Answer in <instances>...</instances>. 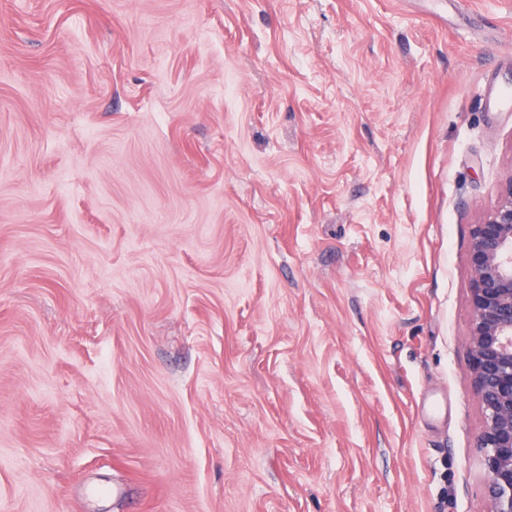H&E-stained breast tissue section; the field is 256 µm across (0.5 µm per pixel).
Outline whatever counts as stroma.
Here are the masks:
<instances>
[{"label": "stroma", "instance_id": "stroma-1", "mask_svg": "<svg viewBox=\"0 0 512 512\" xmlns=\"http://www.w3.org/2000/svg\"><path fill=\"white\" fill-rule=\"evenodd\" d=\"M495 82L512 0H0V512H489Z\"/></svg>", "mask_w": 512, "mask_h": 512}]
</instances>
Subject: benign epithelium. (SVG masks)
<instances>
[{"instance_id":"obj_1","label":"benign epithelium","mask_w":512,"mask_h":512,"mask_svg":"<svg viewBox=\"0 0 512 512\" xmlns=\"http://www.w3.org/2000/svg\"><path fill=\"white\" fill-rule=\"evenodd\" d=\"M472 375L484 428L477 437L490 512H512V178L488 219L474 227Z\"/></svg>"}]
</instances>
